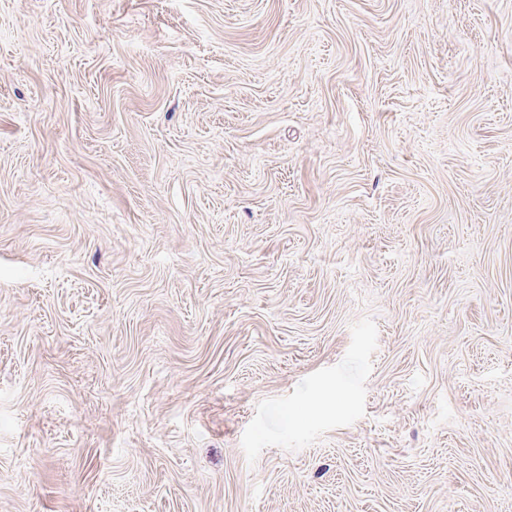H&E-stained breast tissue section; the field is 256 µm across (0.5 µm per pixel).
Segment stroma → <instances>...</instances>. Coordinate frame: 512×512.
Wrapping results in <instances>:
<instances>
[{
    "label": "stroma",
    "instance_id": "1",
    "mask_svg": "<svg viewBox=\"0 0 512 512\" xmlns=\"http://www.w3.org/2000/svg\"><path fill=\"white\" fill-rule=\"evenodd\" d=\"M0 512H512V0H0Z\"/></svg>",
    "mask_w": 512,
    "mask_h": 512
}]
</instances>
